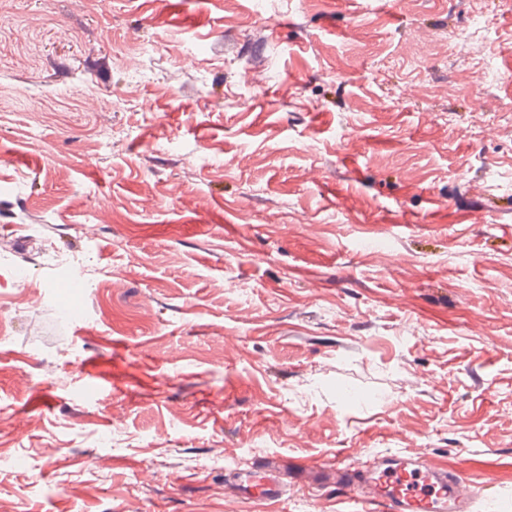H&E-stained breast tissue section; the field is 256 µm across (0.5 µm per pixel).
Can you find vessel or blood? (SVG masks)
<instances>
[{
  "instance_id": "1",
  "label": "vessel or blood",
  "mask_w": 512,
  "mask_h": 512,
  "mask_svg": "<svg viewBox=\"0 0 512 512\" xmlns=\"http://www.w3.org/2000/svg\"><path fill=\"white\" fill-rule=\"evenodd\" d=\"M317 491L333 487L362 503L366 512H472L480 495L463 477L446 478L438 468L394 454H363L357 461L336 457L288 468L270 466L246 475L235 487L242 501H278L283 479Z\"/></svg>"
}]
</instances>
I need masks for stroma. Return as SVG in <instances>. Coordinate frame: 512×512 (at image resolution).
<instances>
[{"instance_id":"obj_1","label":"stroma","mask_w":512,"mask_h":512,"mask_svg":"<svg viewBox=\"0 0 512 512\" xmlns=\"http://www.w3.org/2000/svg\"><path fill=\"white\" fill-rule=\"evenodd\" d=\"M362 450L512 512V0H0V512Z\"/></svg>"}]
</instances>
